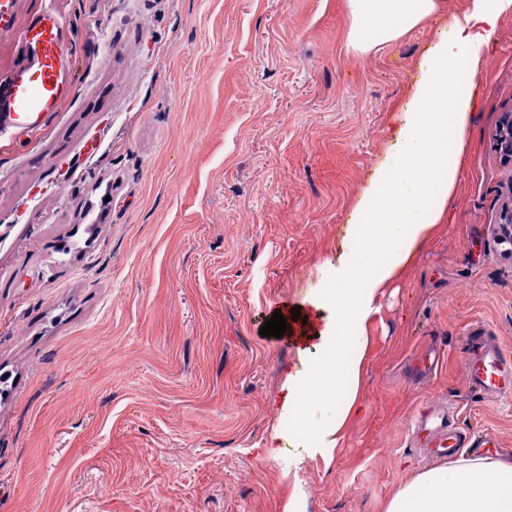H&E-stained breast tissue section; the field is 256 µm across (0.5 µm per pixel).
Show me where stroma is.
<instances>
[{"label":"stroma","instance_id":"stroma-1","mask_svg":"<svg viewBox=\"0 0 512 512\" xmlns=\"http://www.w3.org/2000/svg\"><path fill=\"white\" fill-rule=\"evenodd\" d=\"M469 5L359 54L347 0H15L0 80L51 9L73 93L0 130V512H384L440 463L407 447L432 404L512 458V398L470 392L460 350L475 331L512 350V14L444 222L367 323L361 413L328 454L265 448L297 354L259 330L330 273L391 116ZM431 343L444 358L413 382ZM496 150L512 167V108L503 112L495 134Z\"/></svg>","mask_w":512,"mask_h":512}]
</instances>
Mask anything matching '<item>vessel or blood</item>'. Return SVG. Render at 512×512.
I'll use <instances>...</instances> for the list:
<instances>
[{
	"instance_id": "1",
	"label": "vessel or blood",
	"mask_w": 512,
	"mask_h": 512,
	"mask_svg": "<svg viewBox=\"0 0 512 512\" xmlns=\"http://www.w3.org/2000/svg\"><path fill=\"white\" fill-rule=\"evenodd\" d=\"M65 20L54 12L37 17L23 33L25 62L13 70L0 96V109L11 126L31 132L59 111L71 93L64 51ZM466 379L478 395L498 399L512 396V352L482 334L463 341ZM413 441L429 453L452 457L461 450L478 454L496 441L481 431L453 427L445 409L420 412L412 423Z\"/></svg>"
}]
</instances>
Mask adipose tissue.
<instances>
[{
	"label": "adipose tissue",
	"mask_w": 512,
	"mask_h": 512,
	"mask_svg": "<svg viewBox=\"0 0 512 512\" xmlns=\"http://www.w3.org/2000/svg\"><path fill=\"white\" fill-rule=\"evenodd\" d=\"M350 46L365 52L394 40L435 16L440 0H349ZM512 0H471L469 11L448 18V34L435 43L417 81L411 105L396 118L394 147L356 204L350 239L336 254L331 277L319 278L301 314L304 341L277 401L287 432L272 430L271 449L281 443L310 451L338 447L345 426L360 411L359 385L366 365L365 323L376 300L395 280L436 224L443 220L461 169L448 162L449 147L463 146L474 99L460 92L463 74H477L501 17ZM334 316L317 322L314 313ZM332 404L334 419L314 428L310 405ZM386 512H512V460L461 456L418 473L400 487Z\"/></svg>",
	"instance_id": "adipose-tissue-1"
}]
</instances>
